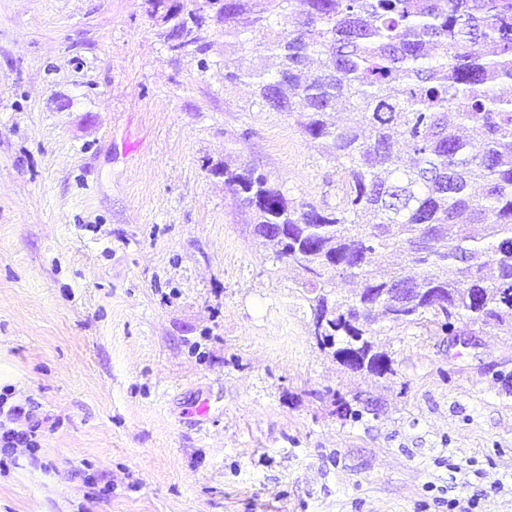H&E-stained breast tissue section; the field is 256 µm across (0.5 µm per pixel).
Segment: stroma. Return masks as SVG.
Segmentation results:
<instances>
[{"instance_id":"1","label":"stroma","mask_w":512,"mask_h":512,"mask_svg":"<svg viewBox=\"0 0 512 512\" xmlns=\"http://www.w3.org/2000/svg\"><path fill=\"white\" fill-rule=\"evenodd\" d=\"M159 30L0 0V384L43 420L0 512H512V336L384 321L391 372L340 365L222 174L318 205L335 167L225 82L222 35L203 71Z\"/></svg>"}]
</instances>
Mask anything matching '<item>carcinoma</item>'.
<instances>
[{
    "instance_id": "cac0c4a2",
    "label": "carcinoma",
    "mask_w": 512,
    "mask_h": 512,
    "mask_svg": "<svg viewBox=\"0 0 512 512\" xmlns=\"http://www.w3.org/2000/svg\"><path fill=\"white\" fill-rule=\"evenodd\" d=\"M146 0L167 49L208 68L212 32L249 48L242 72L224 56V79L252 86V104L297 117L341 173L335 205L289 198L266 174L224 163V186L256 223L253 233L302 272L336 361L383 375L373 341L381 318L426 315L441 331L495 324L512 335V0ZM298 12L296 29L278 18ZM345 112L347 121L333 120ZM271 224L288 225V240ZM404 251L408 272H387ZM454 266L457 278L448 279ZM358 281L330 297L337 277ZM405 283L415 303L393 289Z\"/></svg>"
}]
</instances>
